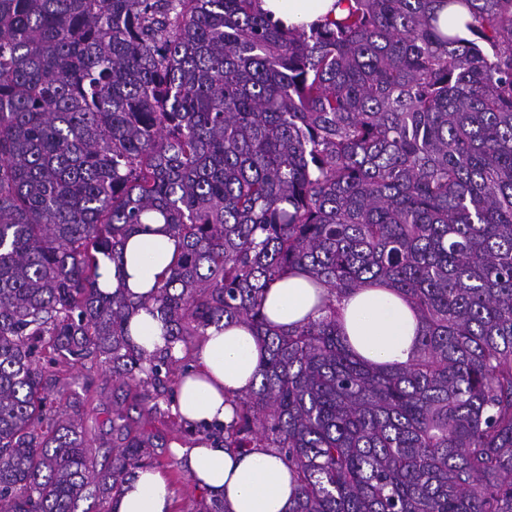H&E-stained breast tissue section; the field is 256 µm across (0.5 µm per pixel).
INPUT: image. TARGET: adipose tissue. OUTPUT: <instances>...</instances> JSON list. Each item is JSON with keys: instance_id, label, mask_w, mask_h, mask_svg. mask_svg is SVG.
Wrapping results in <instances>:
<instances>
[{"instance_id": "adipose-tissue-1", "label": "adipose tissue", "mask_w": 512, "mask_h": 512, "mask_svg": "<svg viewBox=\"0 0 512 512\" xmlns=\"http://www.w3.org/2000/svg\"><path fill=\"white\" fill-rule=\"evenodd\" d=\"M259 8L286 28L318 24L346 11L339 0H259ZM178 248L165 225H151L149 231L127 241L123 271L102 260L100 281L109 291L121 286L136 297L147 294ZM324 294L300 271L270 285L263 311L274 325L288 328L318 318ZM336 322L357 356L383 367L408 363L421 333L416 313L403 296L370 284L337 299ZM128 332L136 349L152 353L164 346L162 324L146 309L131 315ZM262 356L250 327L210 328L196 352V369L180 380L176 394L180 415L194 425L229 422L233 415L229 398L254 385ZM185 466L209 498L223 502L225 512H289L296 495L287 464L270 448L239 453L201 442L188 449ZM110 512H173L171 488L157 470H137L112 499Z\"/></svg>"}]
</instances>
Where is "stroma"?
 <instances>
[{
	"label": "stroma",
	"instance_id": "obj_1",
	"mask_svg": "<svg viewBox=\"0 0 512 512\" xmlns=\"http://www.w3.org/2000/svg\"><path fill=\"white\" fill-rule=\"evenodd\" d=\"M52 391L67 390L81 401L82 425L89 444L98 451L100 463L112 457V431L109 419L113 409L120 408L132 416V428L151 435L154 454L152 467L163 472L171 481L175 496L176 512H196L208 497L188 475L176 451L193 447L197 441L184 423L172 412L146 415L134 385L112 381L104 363L94 361L67 367L52 384Z\"/></svg>",
	"mask_w": 512,
	"mask_h": 512
}]
</instances>
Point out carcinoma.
<instances>
[{
    "label": "carcinoma",
    "instance_id": "1",
    "mask_svg": "<svg viewBox=\"0 0 512 512\" xmlns=\"http://www.w3.org/2000/svg\"><path fill=\"white\" fill-rule=\"evenodd\" d=\"M257 2L0 0V512H75L145 466L118 410L97 466L49 399L60 361L104 359L157 412L223 322L265 356L211 437L275 449L289 512H512V0H346L308 30ZM145 224L173 262L136 301L102 290ZM300 270L324 315L276 327L265 289ZM366 283L413 305L410 363L347 346L333 297ZM159 314L154 316L146 309L139 307L130 317L128 332L130 343L137 350L144 349L152 354L164 347L162 336V323L159 320Z\"/></svg>",
    "mask_w": 512,
    "mask_h": 512
}]
</instances>
